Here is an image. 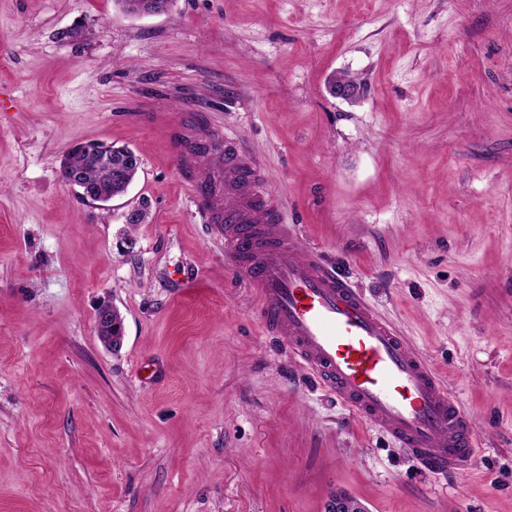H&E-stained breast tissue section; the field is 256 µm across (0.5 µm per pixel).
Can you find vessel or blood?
<instances>
[{
    "label": "vessel or blood",
    "mask_w": 512,
    "mask_h": 512,
    "mask_svg": "<svg viewBox=\"0 0 512 512\" xmlns=\"http://www.w3.org/2000/svg\"><path fill=\"white\" fill-rule=\"evenodd\" d=\"M254 163L224 147L225 256L256 298L255 314L356 418L435 472L466 469L477 447L468 415L435 371L370 303L295 237L255 223Z\"/></svg>",
    "instance_id": "b4317fda"
}]
</instances>
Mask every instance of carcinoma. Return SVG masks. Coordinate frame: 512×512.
<instances>
[{"instance_id": "1", "label": "carcinoma", "mask_w": 512, "mask_h": 512, "mask_svg": "<svg viewBox=\"0 0 512 512\" xmlns=\"http://www.w3.org/2000/svg\"><path fill=\"white\" fill-rule=\"evenodd\" d=\"M123 13L130 16H141L154 9L166 11L172 0H115ZM141 167L139 156L127 147L112 149V155L103 160L98 151L79 144L71 148L65 155L61 167V180L68 184L74 180L96 185L112 192V196L125 194L128 186L136 178Z\"/></svg>"}]
</instances>
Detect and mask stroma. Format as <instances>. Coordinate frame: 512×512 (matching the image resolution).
<instances>
[{
    "label": "stroma",
    "instance_id": "stroma-1",
    "mask_svg": "<svg viewBox=\"0 0 512 512\" xmlns=\"http://www.w3.org/2000/svg\"><path fill=\"white\" fill-rule=\"evenodd\" d=\"M363 94L331 96V77ZM472 420L424 468L269 336L226 263L206 136ZM141 159L100 205L60 180ZM148 203L146 223L126 214ZM123 319L106 350L99 301ZM512 512V0H0V512ZM123 13L130 16H141L144 13L157 9V12H165L172 0H115ZM87 143L76 145L66 153L60 171L61 180L67 185L74 180L89 183L80 185L78 193L100 204L108 201L107 194L98 187L111 191L112 198L124 195L141 167L139 156L127 147L114 148L110 145L112 155L103 161L98 150L90 151L92 147Z\"/></svg>",
    "mask_w": 512,
    "mask_h": 512
}]
</instances>
